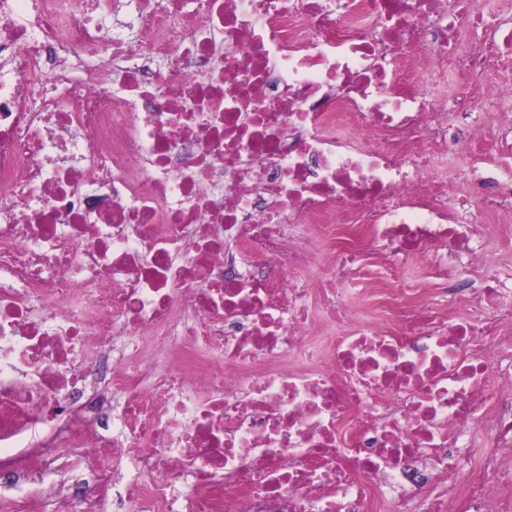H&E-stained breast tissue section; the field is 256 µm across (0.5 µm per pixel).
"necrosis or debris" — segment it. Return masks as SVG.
Here are the masks:
<instances>
[{
    "mask_svg": "<svg viewBox=\"0 0 512 512\" xmlns=\"http://www.w3.org/2000/svg\"><path fill=\"white\" fill-rule=\"evenodd\" d=\"M511 67L477 0H0V473L110 449L57 512H512V289L371 326L336 243L478 263L460 213L512 176L459 192L448 117L512 112Z\"/></svg>",
    "mask_w": 512,
    "mask_h": 512,
    "instance_id": "4bbe7bcc",
    "label": "necrosis or debris"
}]
</instances>
